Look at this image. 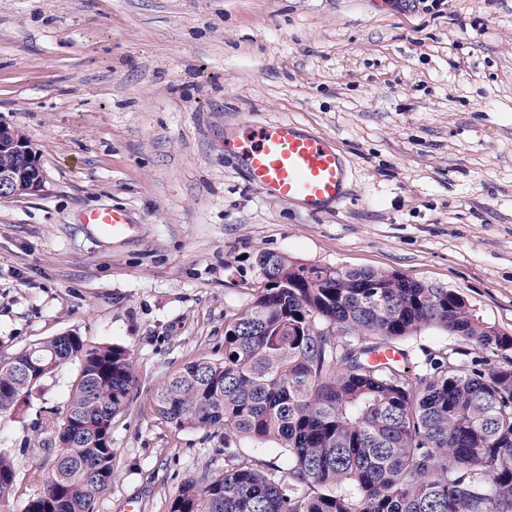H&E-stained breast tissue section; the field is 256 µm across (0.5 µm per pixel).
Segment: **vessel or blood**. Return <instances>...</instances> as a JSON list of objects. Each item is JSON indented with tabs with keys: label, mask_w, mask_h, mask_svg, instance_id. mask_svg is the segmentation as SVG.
Masks as SVG:
<instances>
[{
	"label": "vessel or blood",
	"mask_w": 512,
	"mask_h": 512,
	"mask_svg": "<svg viewBox=\"0 0 512 512\" xmlns=\"http://www.w3.org/2000/svg\"><path fill=\"white\" fill-rule=\"evenodd\" d=\"M236 149L249 182L269 198L316 215L346 195L348 172L342 152L294 122L245 124ZM82 222L112 238L129 237L135 229L125 210L110 207L84 212Z\"/></svg>",
	"instance_id": "obj_1"
}]
</instances>
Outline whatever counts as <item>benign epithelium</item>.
<instances>
[{
  "label": "benign epithelium",
  "mask_w": 512,
  "mask_h": 512,
  "mask_svg": "<svg viewBox=\"0 0 512 512\" xmlns=\"http://www.w3.org/2000/svg\"><path fill=\"white\" fill-rule=\"evenodd\" d=\"M14 155L18 164L0 169V198L28 197L40 194L45 185V173L39 156L32 150L29 141L0 124V151Z\"/></svg>",
  "instance_id": "7a95c632"
}]
</instances>
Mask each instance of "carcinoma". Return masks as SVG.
<instances>
[{"instance_id": "obj_1", "label": "carcinoma", "mask_w": 512, "mask_h": 512, "mask_svg": "<svg viewBox=\"0 0 512 512\" xmlns=\"http://www.w3.org/2000/svg\"><path fill=\"white\" fill-rule=\"evenodd\" d=\"M260 286L224 332V358L186 363L154 394L181 429L275 443L286 467L229 457L184 483L171 512H512V359L452 367L376 361L391 341L437 328L511 351L459 293L396 272L304 264L262 252ZM80 377L52 423L53 466L22 512H93L112 480V418L136 384L132 353L75 332L0 361V416L61 366ZM0 454V509L15 492Z\"/></svg>"}]
</instances>
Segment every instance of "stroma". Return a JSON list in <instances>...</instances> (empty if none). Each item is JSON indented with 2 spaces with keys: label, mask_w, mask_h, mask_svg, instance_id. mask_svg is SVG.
I'll return each mask as SVG.
<instances>
[{
  "label": "stroma",
  "mask_w": 512,
  "mask_h": 512,
  "mask_svg": "<svg viewBox=\"0 0 512 512\" xmlns=\"http://www.w3.org/2000/svg\"><path fill=\"white\" fill-rule=\"evenodd\" d=\"M295 121L340 148L350 195L308 215L266 198L230 148L242 125ZM0 124L46 173L0 200V358L68 332L133 353L112 421V481L94 512H169L228 455L278 448L180 429L153 395L185 363L224 355L259 285L255 258L402 274L464 296L512 334V0H0ZM128 211L133 237L85 211ZM409 362L478 351L426 329ZM79 362L0 417L11 512L38 493ZM82 222L93 231L111 238H127L136 229L123 209L96 208L84 212Z\"/></svg>",
  "instance_id": "35a3bbf8"
}]
</instances>
